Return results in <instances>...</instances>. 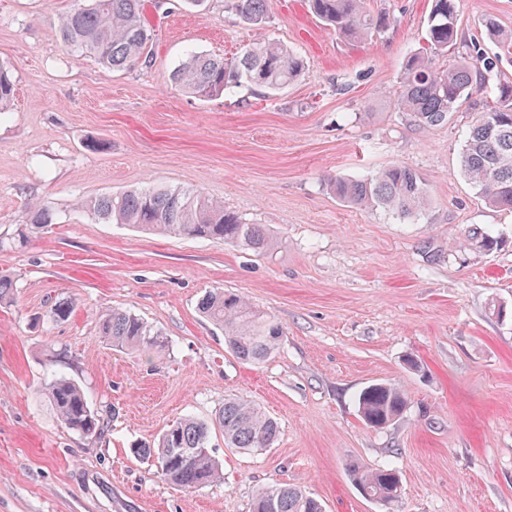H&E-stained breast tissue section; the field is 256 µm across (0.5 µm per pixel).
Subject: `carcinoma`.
<instances>
[{
    "instance_id": "carcinoma-1",
    "label": "carcinoma",
    "mask_w": 512,
    "mask_h": 512,
    "mask_svg": "<svg viewBox=\"0 0 512 512\" xmlns=\"http://www.w3.org/2000/svg\"><path fill=\"white\" fill-rule=\"evenodd\" d=\"M144 0H83L64 13L57 33L62 43L80 55L90 54L112 71L132 69L152 60L153 34L143 15ZM240 19L257 29L266 25V0H230ZM312 13L336 34L362 39L388 25L383 15L367 13L365 0H309ZM485 34L496 44L488 53L479 39H465L457 26L456 0H433L425 47L412 54L403 66L397 109L426 129L442 125L460 111L473 94L484 95L486 110L476 115L460 156L465 182L491 207L512 211V78L502 65L512 61V31L502 29L493 18L484 21ZM453 50L446 69L431 65L429 56ZM304 59L281 43L260 41L247 46L230 62L221 57L190 53L173 70L172 80L199 98H211L244 84L277 92L305 73ZM14 84L9 70L0 65V114L9 110ZM331 192L341 202L364 211L382 209L398 218L418 217L431 200L425 183L415 170L402 163L361 178H328ZM81 207L104 223L128 224L192 238L221 241L233 247L264 251L268 237L259 224H245L224 204L198 191L180 188H140L119 195L86 200ZM475 247L494 251L499 237L485 231L470 233ZM200 312L224 328V340L236 357L260 364L278 348L282 328L261 314L242 296L216 288L199 303ZM102 336L122 350L153 351L167 348V341L136 315L114 311L100 325ZM45 395L73 432L92 437L103 431L104 422L92 409L80 387L66 378H56L44 388ZM408 406L397 386L375 383L358 395L363 422L375 430L397 421ZM217 423L230 448L260 453L273 446L279 435L275 419L260 407L241 399L224 401ZM211 425L186 417L171 425L153 444L136 443L134 454L155 461L168 482L185 489L205 486L218 475L210 446ZM356 485L390 507L397 498L393 486L401 483V471L389 462L373 469L351 468ZM252 512H323L319 500L299 486L273 484L258 490Z\"/></svg>"
}]
</instances>
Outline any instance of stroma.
Wrapping results in <instances>:
<instances>
[{
	"mask_svg": "<svg viewBox=\"0 0 512 512\" xmlns=\"http://www.w3.org/2000/svg\"><path fill=\"white\" fill-rule=\"evenodd\" d=\"M73 4L0 0V63L16 87L0 115V276L16 283L0 304V512H249L274 483L301 487L326 512H381L350 468L390 461L402 475L395 512H512V213L487 206L459 169L484 100L428 129L396 109L431 0H366L391 25L364 41L327 29L306 0H267L262 32L226 0H145L153 61L126 72L59 40ZM456 5L467 36L489 17L512 30V0ZM263 36L306 61L279 92L244 85L199 99L170 80L189 52L230 61ZM393 163L426 184L423 216L357 210L325 185ZM143 187L200 191L263 225L272 246L150 234L78 206ZM38 202L53 222L33 228ZM474 228L502 247L474 249ZM215 288L282 326L264 363L237 359L199 312ZM62 302L71 315L51 318ZM115 309L161 332L166 353L112 347L99 326ZM55 376L81 387L107 423L100 436L59 420L42 393ZM376 382L409 399L377 431L357 406ZM228 398L259 405L280 434L254 455L213 430L220 481L180 488L133 454L181 418L211 420Z\"/></svg>",
	"mask_w": 512,
	"mask_h": 512,
	"instance_id": "35a3bbf8",
	"label": "stroma"
}]
</instances>
